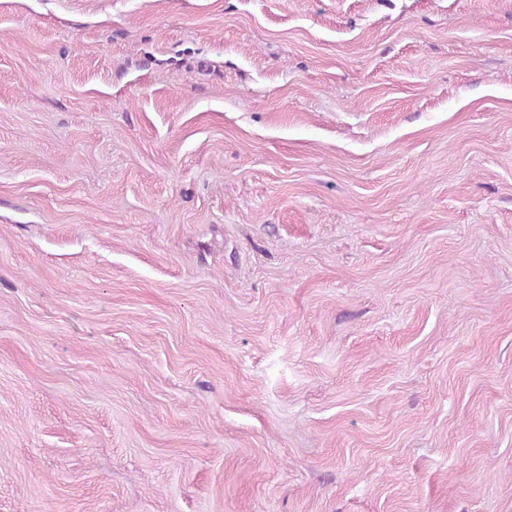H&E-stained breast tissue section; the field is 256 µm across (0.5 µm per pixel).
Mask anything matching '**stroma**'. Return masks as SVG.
I'll return each mask as SVG.
<instances>
[{
    "label": "stroma",
    "instance_id": "35a3bbf8",
    "mask_svg": "<svg viewBox=\"0 0 512 512\" xmlns=\"http://www.w3.org/2000/svg\"><path fill=\"white\" fill-rule=\"evenodd\" d=\"M0 512H512V0H0Z\"/></svg>",
    "mask_w": 512,
    "mask_h": 512
}]
</instances>
